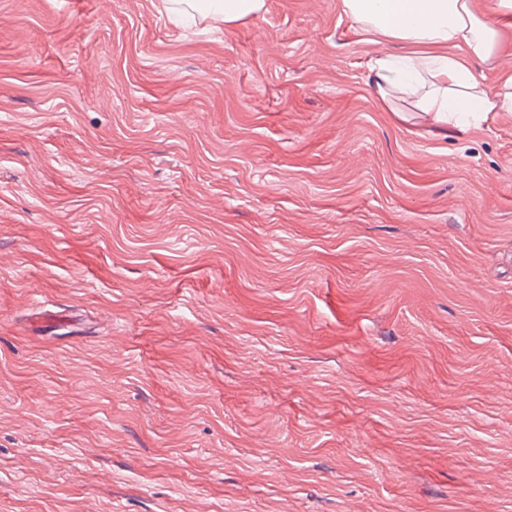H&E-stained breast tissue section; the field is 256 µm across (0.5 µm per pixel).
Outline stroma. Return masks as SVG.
<instances>
[{
    "label": "stroma",
    "mask_w": 512,
    "mask_h": 512,
    "mask_svg": "<svg viewBox=\"0 0 512 512\" xmlns=\"http://www.w3.org/2000/svg\"><path fill=\"white\" fill-rule=\"evenodd\" d=\"M406 50L0 0V512H512V112Z\"/></svg>",
    "instance_id": "stroma-1"
}]
</instances>
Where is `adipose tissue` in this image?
<instances>
[{
	"mask_svg": "<svg viewBox=\"0 0 512 512\" xmlns=\"http://www.w3.org/2000/svg\"><path fill=\"white\" fill-rule=\"evenodd\" d=\"M202 17L230 24L257 15L265 0H184ZM341 11L375 44L402 42L410 54L376 61L382 101L412 97L439 121L470 122L512 112V70L495 62L512 50V0H341ZM500 92L489 96L486 77Z\"/></svg>",
	"mask_w": 512,
	"mask_h": 512,
	"instance_id": "1",
	"label": "adipose tissue"
}]
</instances>
